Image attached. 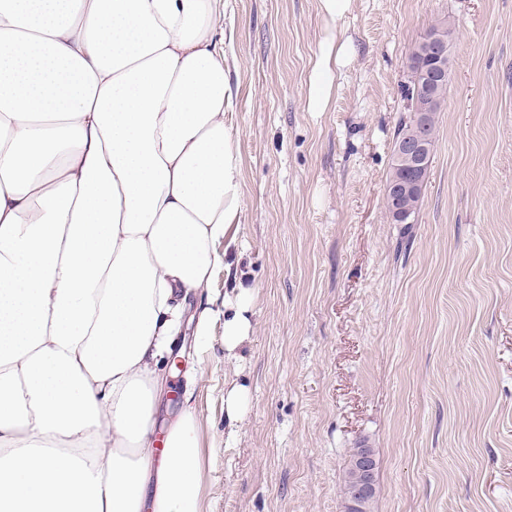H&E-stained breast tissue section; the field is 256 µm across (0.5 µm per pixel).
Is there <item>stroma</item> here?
Masks as SVG:
<instances>
[{
  "mask_svg": "<svg viewBox=\"0 0 512 512\" xmlns=\"http://www.w3.org/2000/svg\"><path fill=\"white\" fill-rule=\"evenodd\" d=\"M454 27L451 78L416 223L385 186L407 62ZM318 0H228L242 212L231 247L254 288L240 361L224 338L163 363L166 431L193 400L201 512H342L359 440L374 512H512V0H353L354 57L327 111L307 109ZM205 381L193 385L196 371ZM247 413L224 417V384Z\"/></svg>",
  "mask_w": 512,
  "mask_h": 512,
  "instance_id": "obj_1",
  "label": "stroma"
}]
</instances>
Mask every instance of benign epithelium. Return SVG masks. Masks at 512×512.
Instances as JSON below:
<instances>
[{"label":"benign epithelium","mask_w":512,"mask_h":512,"mask_svg":"<svg viewBox=\"0 0 512 512\" xmlns=\"http://www.w3.org/2000/svg\"><path fill=\"white\" fill-rule=\"evenodd\" d=\"M409 81L414 90L406 110L412 131L401 137L394 148L396 163L403 168L402 177L385 188L389 215L396 224H411L413 218L403 207L405 197L424 187V178L433 154L430 117L441 109L442 99L436 92L438 80L448 74V36L442 29H429L416 42L407 63ZM375 483V461L367 448L358 449L355 461V490L344 512L364 509Z\"/></svg>","instance_id":"benign-epithelium-1"}]
</instances>
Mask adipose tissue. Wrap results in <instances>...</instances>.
<instances>
[{"mask_svg": "<svg viewBox=\"0 0 512 512\" xmlns=\"http://www.w3.org/2000/svg\"><path fill=\"white\" fill-rule=\"evenodd\" d=\"M227 0H0V512H200L192 406L155 441L190 299L224 356L251 336ZM326 28L308 109L353 56Z\"/></svg>", "mask_w": 512, "mask_h": 512, "instance_id": "ef3b65f1", "label": "adipose tissue"}]
</instances>
